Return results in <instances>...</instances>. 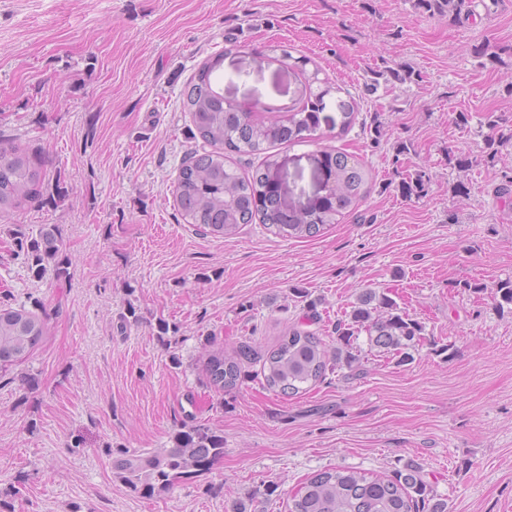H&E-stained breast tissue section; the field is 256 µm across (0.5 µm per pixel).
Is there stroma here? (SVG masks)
<instances>
[{
    "mask_svg": "<svg viewBox=\"0 0 512 512\" xmlns=\"http://www.w3.org/2000/svg\"><path fill=\"white\" fill-rule=\"evenodd\" d=\"M472 10L451 20L414 0H0V141L65 177L63 195L43 187L0 211V302L39 298L50 327L21 367L34 388L0 386L1 500L14 512H288L323 471L412 468L447 512H512V301L500 290L512 284V204L499 195L512 176V0ZM286 50L348 89L359 114L341 131L327 102L316 141L275 147L284 205L324 196L327 149L356 155L376 185L315 238L259 223L203 235L174 198L198 147L183 91L218 56L215 91L260 121L285 119L306 100ZM386 70L394 78L376 81ZM404 170L427 174L420 195H402ZM53 228L67 272L34 278L13 234ZM369 289L420 324L412 361L362 333L352 362L305 394L270 390L257 361L236 389L207 387L211 345L265 353L311 304L312 330L336 347V320ZM193 423L224 440L208 474L148 495L116 474L114 456L169 447Z\"/></svg>",
    "mask_w": 512,
    "mask_h": 512,
    "instance_id": "stroma-1",
    "label": "stroma"
}]
</instances>
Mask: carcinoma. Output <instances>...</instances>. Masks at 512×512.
<instances>
[{
    "label": "carcinoma",
    "instance_id": "1",
    "mask_svg": "<svg viewBox=\"0 0 512 512\" xmlns=\"http://www.w3.org/2000/svg\"><path fill=\"white\" fill-rule=\"evenodd\" d=\"M416 2L432 16L454 18L466 5V0ZM220 64L217 58L204 65L185 92L195 127L193 139L201 140L206 150L193 151L177 177L175 200L184 221L222 238L256 220L280 234L307 238L352 213L371 191L373 177L365 164L342 150L323 154V168L336 184L334 193L307 210L284 209L281 197L268 185L269 173L278 165V157L270 149L313 139L320 130L325 97L341 92V88L320 77L321 70L315 67L309 74L315 90L302 109L285 120L257 123L250 113L223 108L214 101L211 75ZM336 108L341 114V130L352 127L357 120L353 103L338 98ZM231 153L257 157L259 163L244 173L229 160ZM45 177L42 165L29 154L6 143L0 145V209L28 201ZM423 182L424 174L417 171L402 178L399 188L402 195L412 197L422 191ZM15 245L37 279L48 264L56 262L59 247L54 233H42L37 238L18 233ZM374 300L376 295L371 292L363 295L350 321L336 324V335L346 339L354 335V329L365 327L375 345L410 358L406 349L419 327L397 313L395 302L387 298L380 300L385 312L377 313L371 306ZM43 307L34 297L27 305L0 307V379L7 383L14 368L26 362L48 336L45 316L39 314ZM304 326L301 317L276 348L261 356L269 389L296 396L321 381L343 359V351L330 352L321 338ZM254 358L255 351L248 345L227 356L220 350L208 355L203 373L210 387L222 395L237 386L243 363ZM222 458L224 439L195 426L190 432L176 434L170 448L122 456L115 461V469L130 489L149 494L169 488L181 477L202 476ZM427 500V484L415 470L390 477L343 468L309 479L293 496L290 512H422Z\"/></svg>",
    "mask_w": 512,
    "mask_h": 512
}]
</instances>
